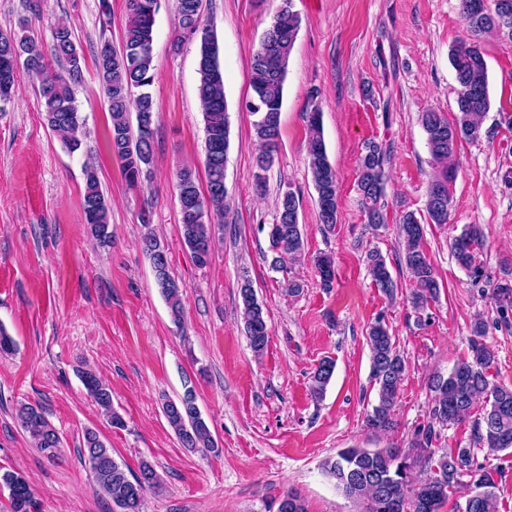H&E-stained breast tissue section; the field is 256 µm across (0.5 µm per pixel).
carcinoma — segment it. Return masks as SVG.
I'll return each instance as SVG.
<instances>
[{
    "label": "carcinoma",
    "instance_id": "obj_1",
    "mask_svg": "<svg viewBox=\"0 0 512 512\" xmlns=\"http://www.w3.org/2000/svg\"><path fill=\"white\" fill-rule=\"evenodd\" d=\"M128 17L122 44L114 48L108 42L96 51L97 74L110 116L111 150L122 162L124 177L136 187L153 160L154 118L156 106L150 92L155 79L153 29L162 0H127ZM293 0L283 6L273 24L264 32L252 56L251 87L254 93L247 108L255 116L253 129L263 150L255 160L254 190L266 189L267 169L260 162L272 164L278 146L288 60L300 28V17L293 11ZM177 25L171 46L180 49L184 41L199 42L197 62L198 96L206 134L205 174L207 189L200 188L195 171L186 166L175 175L178 200L194 205L193 211H180V235L183 244L198 266L209 263L215 229L224 224L227 211L225 171L229 150V123L224 90V70L213 27L202 19V0H174ZM465 35L450 51L449 59L458 85L456 113L453 119L440 112H424L421 124L437 171L430 181L425 203L428 219L433 224L450 220L453 197L449 191L454 178L451 161L461 141L475 142L482 138L483 122L490 110L487 64L482 40L486 36L512 39V0H460ZM52 55L62 70L48 71L46 53L32 38L16 33L0 32V98L8 99L21 75L41 78L39 96L48 126L72 153L83 145L82 119L74 103L72 86L82 79V48L75 42L71 29L57 24L53 29ZM308 165L316 191L318 220L331 232L337 223V177L330 163L323 138L321 114L317 107L306 113ZM389 152L385 145L366 143L358 160L357 190L367 223L378 227L386 223L385 165ZM86 188L84 213L92 237L101 245L112 242L111 211L99 187L96 169L84 167ZM300 201L288 190L277 204L274 222L268 225L271 247L277 253L274 263L294 258L301 253L303 238L299 217ZM145 232L140 239L142 251L149 257L155 283L160 289L173 324L183 322V285L170 272V266L158 265L155 250L160 241L142 219ZM401 245L400 264L404 265L413 283L408 302L417 312L425 310L439 291L433 265L423 247V225L415 213H405L397 227ZM483 235L477 224H471L455 237L452 254L460 267L474 280L484 275L477 264V248ZM321 285L330 288L335 272L330 256L315 259ZM368 272L388 298L396 292V282L381 254L368 253ZM242 318L250 348L261 356L267 348L269 329L265 308L259 302L250 280L238 289ZM492 298L499 318L505 322L512 315V283L500 282L492 288ZM486 324L483 319L471 326L469 357L459 361L448 375L436 374L430 380L433 393L429 421L419 429L411 448H343L327 459L323 468L336 481L346 496L359 506V512H442L451 505V512H499L497 485L486 467L477 461L473 448H450L435 455L433 443L440 431L458 425L481 400L483 415L474 421V443L488 451L512 448V388L490 384L486 369L494 360L493 350L483 342ZM370 351V379L377 387V403L368 417V426L377 431L392 428L394 407L404 379L405 363L397 349L395 337L387 323L378 319L367 329ZM335 361L325 358L311 375V392L318 399L335 372ZM87 394L115 428L124 426L122 417L112 407V390L96 374L82 373ZM169 426L182 447L195 451L204 448L217 452V443L209 424L202 417L194 390L186 388L176 400L163 406ZM21 429L33 447L50 456L57 454L60 438L44 415L42 406L25 403L16 410ZM83 456L93 475L95 490L112 501L113 512H144L145 493L158 485L154 468L147 462L139 472L125 470L113 457L112 448L93 430L83 436ZM417 471L428 476L419 478ZM0 489L8 491L10 512H32L34 493L26 479L16 472H0ZM465 492L464 504L449 503L455 492ZM275 512H308L304 499L291 490L276 501Z\"/></svg>",
    "mask_w": 512,
    "mask_h": 512
}]
</instances>
